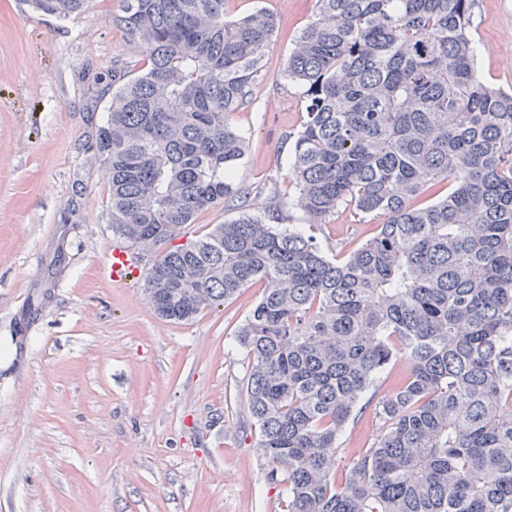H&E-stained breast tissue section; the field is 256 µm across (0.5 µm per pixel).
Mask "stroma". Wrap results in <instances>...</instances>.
Here are the masks:
<instances>
[{
	"label": "stroma",
	"mask_w": 512,
	"mask_h": 512,
	"mask_svg": "<svg viewBox=\"0 0 512 512\" xmlns=\"http://www.w3.org/2000/svg\"><path fill=\"white\" fill-rule=\"evenodd\" d=\"M119 8L91 0L60 22L0 0V512H287L234 343L261 285L177 324L155 315L141 279L101 273L110 191L90 145L107 71L140 57L111 21ZM259 8L279 27L251 106L228 118L248 137L237 177L292 197L289 135L306 112L281 72L314 0L225 5L231 18ZM471 37L479 76L512 88V0H476ZM376 231L343 210L315 237L343 258ZM381 432L371 408L357 411L342 463Z\"/></svg>",
	"instance_id": "stroma-1"
}]
</instances>
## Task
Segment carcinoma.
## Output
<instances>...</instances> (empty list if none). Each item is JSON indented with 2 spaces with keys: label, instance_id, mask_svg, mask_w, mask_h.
<instances>
[{
  "label": "carcinoma",
  "instance_id": "obj_1",
  "mask_svg": "<svg viewBox=\"0 0 512 512\" xmlns=\"http://www.w3.org/2000/svg\"><path fill=\"white\" fill-rule=\"evenodd\" d=\"M63 20L90 0H30ZM225 0H121L112 23L141 58L113 85L91 149L112 236L153 259L154 311L184 322L249 285L236 334L257 447L288 512H512V90L476 72V0H315L283 77L302 88L297 196L236 179L249 108L277 30ZM447 189L441 194V189ZM224 204L237 218L174 244ZM382 219L343 261L290 222L341 207ZM386 425L336 479L354 409ZM409 369L407 360L403 357H397L388 365L387 369L379 375L376 382V393L375 400L384 395L393 383V380L397 377L405 375Z\"/></svg>",
  "mask_w": 512,
  "mask_h": 512
}]
</instances>
